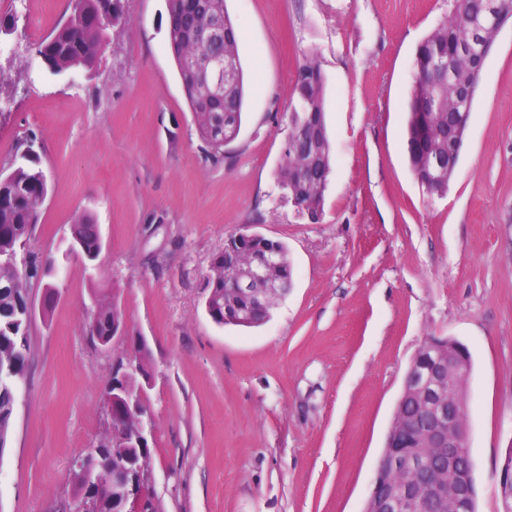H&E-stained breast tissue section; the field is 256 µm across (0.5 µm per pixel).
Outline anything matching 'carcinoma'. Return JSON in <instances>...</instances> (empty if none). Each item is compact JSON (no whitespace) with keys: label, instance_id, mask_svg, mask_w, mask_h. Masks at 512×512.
Segmentation results:
<instances>
[{"label":"carcinoma","instance_id":"cac0c4a2","mask_svg":"<svg viewBox=\"0 0 512 512\" xmlns=\"http://www.w3.org/2000/svg\"><path fill=\"white\" fill-rule=\"evenodd\" d=\"M487 0H453L448 18L438 25L421 43L413 67L423 70L415 76L408 103L406 140L412 172H418L425 156L448 158V85L446 80L429 70L432 63L443 58L453 73V89L467 90L477 80L475 72L484 64L473 62L467 52L473 36L472 22L482 14ZM169 17V47L177 63L186 99L194 113L197 131L211 150L223 152L224 141L236 139L241 131L244 106L243 69H238V82L223 86L214 92L207 83L206 74L199 67L200 57L209 52L221 53L241 61L242 47L233 22L224 8V0H167ZM212 10L224 18L219 40L207 43L201 40L198 29L200 12ZM128 17V0H70V13L55 23L40 42L38 53L52 63L50 75L62 77L73 65L91 68L109 45L105 36L110 30L124 24ZM430 106L428 119L421 116V104ZM288 139L290 146L284 152L277 172L279 187H288L298 204L311 211L314 220H320L326 186L332 172L334 156L324 118V78L316 57L308 55L297 71ZM31 146L18 145L12 167L0 174V255L7 256L16 242L31 238L32 228L38 223L40 212L34 209L38 202L39 186L34 181L33 168L27 160ZM71 240L81 243L87 252L102 249V239L95 216L84 212L73 218L69 227ZM283 259L273 277L285 284L292 283L293 270L288 250L279 244ZM260 253L258 245L242 237L231 255L220 253L214 257L206 288L211 294L208 313L220 325L251 327L267 320L264 309L247 303L238 292L234 278H224V263L228 262L243 276L250 271ZM40 272L34 264L22 274L0 269V309H14L26 303V284ZM102 312L88 324V334L100 346L108 345L112 336V316L117 311L106 291L95 295ZM14 333L0 322V438H10L14 397L26 381L29 344L22 343L23 324H14ZM466 374H456L448 388V406L457 409L461 421L467 422L468 400L465 390ZM422 427L419 410L412 401H406L400 422L379 457L382 468V489L410 492L417 503L433 504V512H448V503L434 501L431 486L413 479L410 470L389 463L393 455L414 458L436 465L449 472V481L461 503L457 512H477V492L474 474L467 464L470 448L462 444L457 449L458 462L448 469V455L438 448H424L415 430Z\"/></svg>","mask_w":512,"mask_h":512}]
</instances>
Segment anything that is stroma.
Listing matches in <instances>:
<instances>
[{
  "instance_id": "1",
  "label": "stroma",
  "mask_w": 512,
  "mask_h": 512,
  "mask_svg": "<svg viewBox=\"0 0 512 512\" xmlns=\"http://www.w3.org/2000/svg\"><path fill=\"white\" fill-rule=\"evenodd\" d=\"M453 0H225L245 104L222 158L198 136L168 45L166 0H129L98 63L47 74L34 13L69 0H0V168L32 141L50 194L28 259L54 258L60 295L29 330L26 384L0 456V512H60L70 472L108 434L104 390L134 339L151 352L145 430L160 512H362L422 343L471 353L467 444L478 512H502L512 447V24L478 79L446 194L410 168L406 106L416 49ZM325 79L334 169L320 222L277 185L288 98L306 55ZM91 212L103 246L64 252ZM282 242L294 277L270 320L208 315L206 278L243 231ZM114 291L125 336L86 331Z\"/></svg>"
}]
</instances>
